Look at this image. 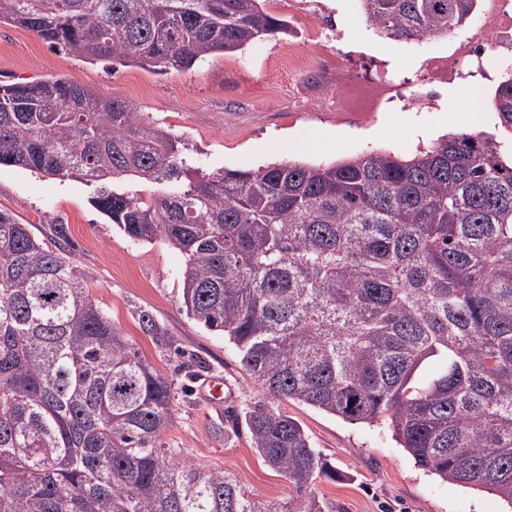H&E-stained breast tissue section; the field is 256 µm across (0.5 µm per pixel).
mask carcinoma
Listing matches in <instances>:
<instances>
[{
  "label": "carcinoma",
  "instance_id": "obj_1",
  "mask_svg": "<svg viewBox=\"0 0 512 512\" xmlns=\"http://www.w3.org/2000/svg\"><path fill=\"white\" fill-rule=\"evenodd\" d=\"M262 0H0V22L91 63L191 69L290 36ZM378 32L443 35L477 0H360ZM498 126L512 133V78ZM127 101L67 79L0 84V165L94 188L126 237L185 257L182 306L263 390L242 414L294 498L160 445L176 383L123 335L70 251L0 211V512H335L336 467L279 404L383 419L422 469L512 508V160L484 132L412 156L208 173ZM134 184L154 187L148 198ZM157 351L174 343L143 307Z\"/></svg>",
  "mask_w": 512,
  "mask_h": 512
}]
</instances>
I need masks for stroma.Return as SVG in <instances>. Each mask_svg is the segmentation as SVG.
Masks as SVG:
<instances>
[{
    "mask_svg": "<svg viewBox=\"0 0 512 512\" xmlns=\"http://www.w3.org/2000/svg\"><path fill=\"white\" fill-rule=\"evenodd\" d=\"M267 12L286 19L293 37H265L243 51L210 57L190 70L155 74L139 67L106 69L49 47L25 28L0 23V82L66 78L104 96L125 100L144 120L184 135L189 159L213 172L255 170L272 162L331 164L389 152L409 156L444 132L495 131L491 106L505 79L508 58L493 48L478 62L461 57L492 17L495 0H478L473 15L448 36L406 43L380 37L358 0H265ZM315 55L312 67L288 61L289 51ZM458 72L433 79L431 59ZM385 74L373 112L341 111L336 93L351 82ZM93 189L76 180L44 177L20 167H0V211L52 241L63 231L87 285L124 336L167 378L182 379L181 364L203 361V377L224 379V403L210 406L201 380L177 394L175 415L161 444L203 466L233 471L259 498L284 500L296 490L270 469L247 433L225 438L213 429L218 415L239 413L262 396L231 343L190 319L180 302L182 254L158 241L126 238L88 202ZM153 311L180 353L163 358L131 313ZM283 410L297 419L313 448L342 478L316 481L315 493L336 512H506L493 493L465 488L418 468L382 428L352 424L298 402Z\"/></svg>",
    "mask_w": 512,
    "mask_h": 512,
    "instance_id": "obj_1",
    "label": "stroma"
}]
</instances>
